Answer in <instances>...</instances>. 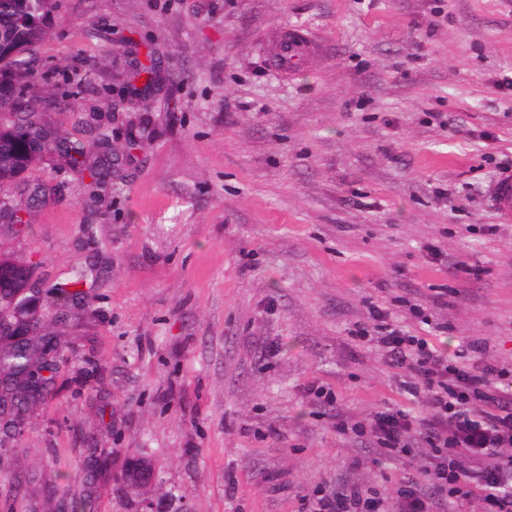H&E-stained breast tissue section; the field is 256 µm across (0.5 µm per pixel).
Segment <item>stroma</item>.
Masks as SVG:
<instances>
[{
	"mask_svg": "<svg viewBox=\"0 0 512 512\" xmlns=\"http://www.w3.org/2000/svg\"><path fill=\"white\" fill-rule=\"evenodd\" d=\"M287 29L318 48L291 74L272 60ZM36 57L30 97L77 99L54 124L130 160L89 207L55 154L27 173L45 202L4 194L27 222L0 225V256L44 289L85 277L52 324L72 358L23 434L0 432V512H69L64 486L95 512H299L340 478L391 487L420 459L339 435L309 390L352 418L406 403L349 334L370 302L449 289L438 346L512 362V224L484 195L512 166V0H60Z\"/></svg>",
	"mask_w": 512,
	"mask_h": 512,
	"instance_id": "1",
	"label": "stroma"
}]
</instances>
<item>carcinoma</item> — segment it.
Here are the masks:
<instances>
[{
	"mask_svg": "<svg viewBox=\"0 0 512 512\" xmlns=\"http://www.w3.org/2000/svg\"><path fill=\"white\" fill-rule=\"evenodd\" d=\"M58 0H0V191L18 188L29 202L46 198V185L19 180L22 173L41 163L54 151L70 166L79 181L89 177L86 203L94 201L98 165L89 154L93 145L65 136L51 121V105L35 99L16 108L15 95L24 94L35 78L33 52L47 35V21ZM27 341L17 345L0 340V409L12 410V420L22 421L48 396L57 361L70 341L49 331L46 321L22 325ZM71 512H91L88 496L61 490Z\"/></svg>",
	"mask_w": 512,
	"mask_h": 512,
	"instance_id": "cac0c4a2",
	"label": "carcinoma"
}]
</instances>
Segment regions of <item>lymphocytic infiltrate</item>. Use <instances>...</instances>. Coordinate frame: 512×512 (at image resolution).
<instances>
[{
	"instance_id": "obj_1",
	"label": "lymphocytic infiltrate",
	"mask_w": 512,
	"mask_h": 512,
	"mask_svg": "<svg viewBox=\"0 0 512 512\" xmlns=\"http://www.w3.org/2000/svg\"><path fill=\"white\" fill-rule=\"evenodd\" d=\"M391 316L370 305L352 335L375 343L408 377L417 406L385 407L358 421L340 416L336 431L391 458L427 449L426 464L388 494L346 481L317 488L302 512H450L475 497L485 512H512V364L484 362L479 341L452 359L433 336L406 331Z\"/></svg>"
}]
</instances>
